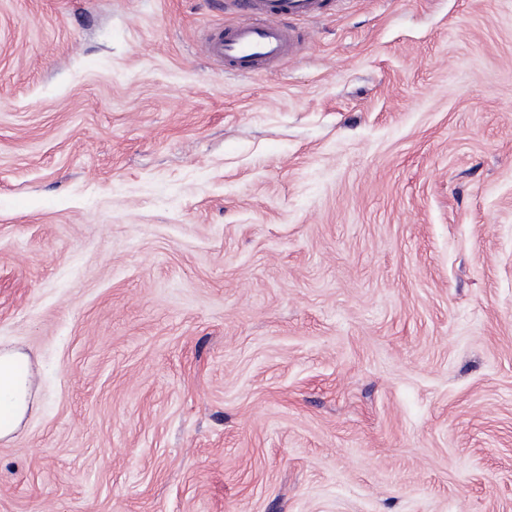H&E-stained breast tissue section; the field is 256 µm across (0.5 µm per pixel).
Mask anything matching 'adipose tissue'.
Returning <instances> with one entry per match:
<instances>
[{"label": "adipose tissue", "instance_id": "ef3b65f1", "mask_svg": "<svg viewBox=\"0 0 512 512\" xmlns=\"http://www.w3.org/2000/svg\"><path fill=\"white\" fill-rule=\"evenodd\" d=\"M29 357L19 351L0 353V440L12 439L33 405Z\"/></svg>", "mask_w": 512, "mask_h": 512}]
</instances>
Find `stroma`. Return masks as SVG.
I'll list each match as a JSON object with an SVG mask.
<instances>
[{"mask_svg": "<svg viewBox=\"0 0 512 512\" xmlns=\"http://www.w3.org/2000/svg\"><path fill=\"white\" fill-rule=\"evenodd\" d=\"M0 0V512H512V0ZM242 14L235 23L208 36V52L244 74L268 69L290 55L299 34L288 20L313 19L320 15L323 0H231ZM29 364L26 353H0V440L12 439L33 405L32 372L23 370Z\"/></svg>", "mask_w": 512, "mask_h": 512, "instance_id": "stroma-1", "label": "stroma"}]
</instances>
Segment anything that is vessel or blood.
Segmentation results:
<instances>
[{
    "label": "vessel or blood",
    "mask_w": 512,
    "mask_h": 512,
    "mask_svg": "<svg viewBox=\"0 0 512 512\" xmlns=\"http://www.w3.org/2000/svg\"><path fill=\"white\" fill-rule=\"evenodd\" d=\"M240 14L237 22L208 37V51L238 72L270 68L290 55L299 43L289 20L320 15L323 0H231Z\"/></svg>",
    "instance_id": "vessel-or-blood-1"
}]
</instances>
